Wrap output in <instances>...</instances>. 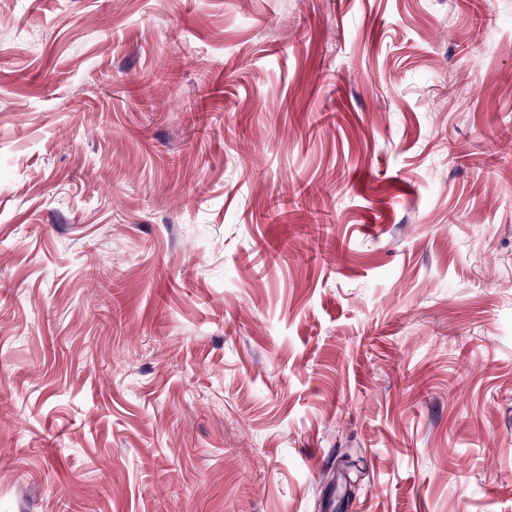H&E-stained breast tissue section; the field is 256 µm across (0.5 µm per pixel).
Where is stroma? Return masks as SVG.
<instances>
[{"label":"stroma","mask_w":512,"mask_h":512,"mask_svg":"<svg viewBox=\"0 0 512 512\" xmlns=\"http://www.w3.org/2000/svg\"><path fill=\"white\" fill-rule=\"evenodd\" d=\"M67 507L512 512V0H0V512Z\"/></svg>","instance_id":"stroma-1"}]
</instances>
